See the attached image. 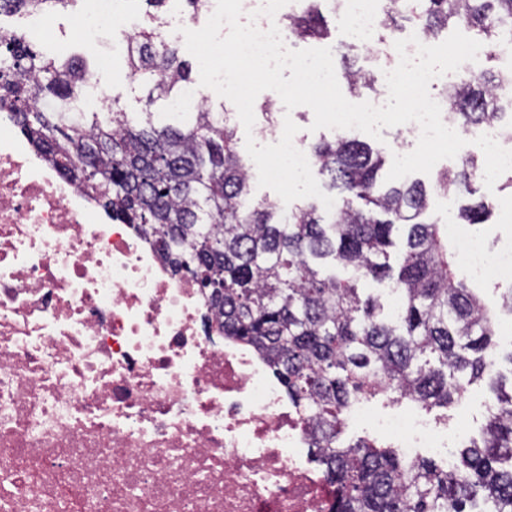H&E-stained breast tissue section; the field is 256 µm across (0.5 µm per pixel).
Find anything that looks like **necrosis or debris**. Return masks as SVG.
Segmentation results:
<instances>
[{"label":"necrosis or debris","mask_w":512,"mask_h":512,"mask_svg":"<svg viewBox=\"0 0 512 512\" xmlns=\"http://www.w3.org/2000/svg\"><path fill=\"white\" fill-rule=\"evenodd\" d=\"M375 55L383 9L341 0ZM84 0L82 36L150 24ZM471 278L512 275V247L456 232ZM404 455L448 437L379 419ZM306 414L264 357L224 337L205 292L94 200L0 113V512H329Z\"/></svg>","instance_id":"necrosis-or-debris-1"}]
</instances>
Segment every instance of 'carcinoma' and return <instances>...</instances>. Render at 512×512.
I'll list each match as a JSON object with an SVG mask.
<instances>
[{
  "mask_svg": "<svg viewBox=\"0 0 512 512\" xmlns=\"http://www.w3.org/2000/svg\"><path fill=\"white\" fill-rule=\"evenodd\" d=\"M73 2L0 0V14ZM339 11V0H305L286 26L303 40L326 39L327 15ZM401 19L428 39L463 27L492 58L512 35V0H406ZM399 20L389 14L385 25L398 30ZM159 31L138 29L126 49L127 77L147 87L137 113L115 96L105 112L69 111L88 64L0 34V112L12 113L32 147L111 219L153 238L172 274L191 275L225 336L267 357L288 397L315 421L317 461L334 486L332 512H471L479 494L494 512H512V391L489 356L494 316L457 277L447 228L426 218L424 184L380 189L381 153L356 136H338L311 145L340 202L331 219L316 203L283 212L270 201L251 202V169L224 111L175 108L192 65ZM343 63L349 92L371 84L348 57ZM508 83L512 70L445 89L449 118L468 126L512 108V99L497 94ZM478 168L477 155L465 151L437 187L472 195ZM486 212L484 201L467 202L458 219L482 224ZM369 279L393 281L398 316L359 287ZM217 286L223 293L216 296ZM483 380L496 405L454 473L388 446L339 443L344 412L359 400L381 394L430 412Z\"/></svg>",
  "mask_w": 512,
  "mask_h": 512,
  "instance_id": "1",
  "label": "carcinoma"
}]
</instances>
